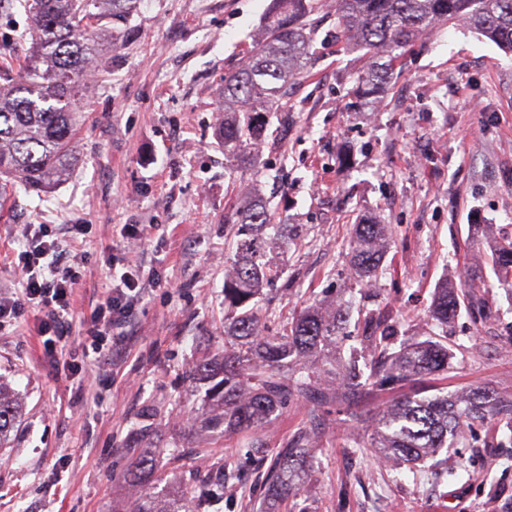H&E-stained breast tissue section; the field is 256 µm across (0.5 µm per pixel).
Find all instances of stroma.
I'll return each instance as SVG.
<instances>
[{"mask_svg": "<svg viewBox=\"0 0 512 512\" xmlns=\"http://www.w3.org/2000/svg\"><path fill=\"white\" fill-rule=\"evenodd\" d=\"M272 0H139L112 23L105 70L78 105L80 157L45 197L15 186L0 208V290L27 224L85 225L76 250L75 293L90 313L112 282L108 269L134 251L143 288L111 354H95L73 325L55 357L27 309L0 328V382L22 403L0 448V512H125L133 490L121 473L126 450L159 461L157 489L184 488L195 474L224 472L212 512H284L263 472L306 434L295 512H512V429L473 423L465 439L416 468L387 470L370 448L380 412L412 385L364 383L345 393L341 374L372 358L359 338V310L383 311L388 353L447 340L446 372L425 386L448 393L487 384L512 392V288L483 267L489 312L428 316L442 283L461 286L488 244L472 225L512 233V56L463 27L425 34L375 99L352 94L361 53L342 50L324 20L304 77L283 88L259 151L227 161L217 118L234 103L224 77L243 67ZM0 0V58L24 56L27 17ZM258 192L270 206L266 254L279 278L258 298L274 336L293 314L318 303L354 311L334 347L312 359L327 394L277 410L262 427L224 436L184 433L211 410L205 383L186 369L224 349V273L239 239L226 216ZM389 225L373 280L352 266L353 226ZM136 227L137 239L122 237ZM91 363L88 378L65 372ZM498 438L499 447L489 444Z\"/></svg>", "mask_w": 512, "mask_h": 512, "instance_id": "stroma-1", "label": "stroma"}]
</instances>
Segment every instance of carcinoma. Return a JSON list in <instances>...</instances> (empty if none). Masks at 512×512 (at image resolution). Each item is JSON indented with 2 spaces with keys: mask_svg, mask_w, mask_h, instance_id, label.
Here are the masks:
<instances>
[{
  "mask_svg": "<svg viewBox=\"0 0 512 512\" xmlns=\"http://www.w3.org/2000/svg\"><path fill=\"white\" fill-rule=\"evenodd\" d=\"M30 21L31 46L21 75L0 84V173L25 187L44 192L62 182L76 160L73 150L81 128L78 101L87 82L101 66L106 50L103 36L112 20L125 18L136 0H19ZM336 39L352 52L368 57L362 79L370 95L384 91L399 58L417 38L450 23L462 24L512 54V0H332ZM324 10L323 0H273L265 15L260 39L249 63L224 79V90L237 109L224 116L219 136L224 150L238 151L262 141L258 112L288 81L307 67L310 41L317 26L307 22ZM235 223L249 238L238 243L224 276V304L236 312L227 335L233 337L224 355L205 360L188 374L210 383L206 397L217 412L190 422V427L213 433L248 431L269 420L276 409L295 399L325 397L320 375L308 359L336 344L343 307H311L302 311L279 336L264 333L253 300L272 285L278 272L264 261L263 231L269 225L266 202L255 195L235 211ZM355 270L371 276L387 246L385 225L365 221L355 225ZM491 261L503 285L512 287V236L491 240ZM474 282L466 288L443 284L436 293L431 316L446 323L461 302H476ZM380 317L368 312L360 345L371 355L384 351L378 334ZM448 370V345L427 339L412 344L387 366L372 372L379 385L414 383ZM21 406L0 384V447L8 442L19 421ZM506 419L512 424V395L491 387L476 388L454 398L446 394L406 396L381 416L370 447L383 461L401 465L420 462L448 445V436L462 438L471 422ZM302 439L286 445L268 467L266 482L286 501L299 495ZM156 458L132 453L123 463L131 481L151 478ZM224 487V473L197 480L191 490L176 494H138L127 512H202L214 492Z\"/></svg>",
  "mask_w": 512,
  "mask_h": 512,
  "instance_id": "obj_1",
  "label": "carcinoma"
}]
</instances>
